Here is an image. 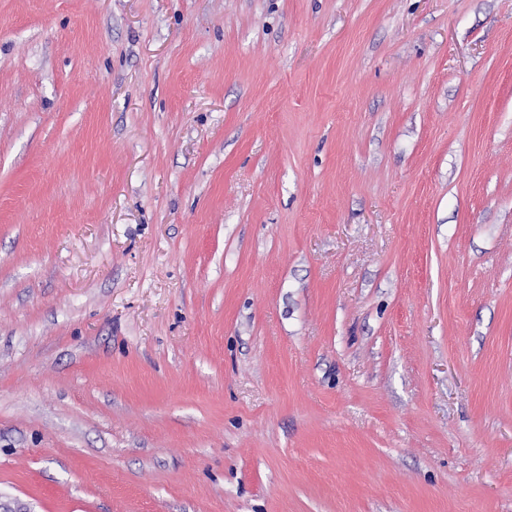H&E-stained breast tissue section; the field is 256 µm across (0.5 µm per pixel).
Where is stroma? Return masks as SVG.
Instances as JSON below:
<instances>
[{"label":"stroma","mask_w":512,"mask_h":512,"mask_svg":"<svg viewBox=\"0 0 512 512\" xmlns=\"http://www.w3.org/2000/svg\"><path fill=\"white\" fill-rule=\"evenodd\" d=\"M0 494L512 512V0H0Z\"/></svg>","instance_id":"35a3bbf8"}]
</instances>
